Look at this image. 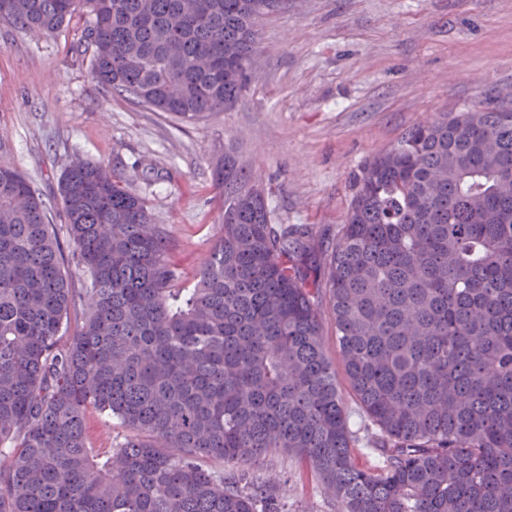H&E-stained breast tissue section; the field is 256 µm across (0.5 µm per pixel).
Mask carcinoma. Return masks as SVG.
<instances>
[{"instance_id":"obj_1","label":"carcinoma","mask_w":512,"mask_h":512,"mask_svg":"<svg viewBox=\"0 0 512 512\" xmlns=\"http://www.w3.org/2000/svg\"><path fill=\"white\" fill-rule=\"evenodd\" d=\"M7 2L1 23L45 34L85 9L101 85L196 120L241 102L274 0ZM214 178L222 230L185 289L146 201L100 163L68 166L76 288L39 192L0 162V512H290L244 468L272 450L339 512H512V107L409 128L361 168L325 252L272 223L233 155ZM90 409L127 430L103 463ZM361 441L381 466L355 463ZM327 301H328V297H326L323 300V306H322V312H323V317H324V336H325V340H326L327 354L333 361H336V369L338 372L340 392L342 394L343 399L346 401V403L349 404V408L352 411L351 419H350L351 426L353 429H356L358 426L359 417H358L357 413L355 412L356 406L352 402V393L350 392L348 384L343 377L342 369H341L340 365H338V362H337L338 356H337V352H336L335 328H334L333 322L330 319L329 314H328Z\"/></svg>"}]
</instances>
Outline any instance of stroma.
<instances>
[{
  "label": "stroma",
  "mask_w": 512,
  "mask_h": 512,
  "mask_svg": "<svg viewBox=\"0 0 512 512\" xmlns=\"http://www.w3.org/2000/svg\"><path fill=\"white\" fill-rule=\"evenodd\" d=\"M87 20L76 12L51 35L0 24V162L31 180L57 225L64 169L103 164L168 228L184 288L221 229L212 169L224 151L265 187L274 223L309 225L323 250L363 165L408 128L489 97L512 104V0H288L260 22L242 101L194 121L105 93L77 52ZM86 430L101 461L125 436L95 410ZM257 472L291 512H338L294 457Z\"/></svg>",
  "instance_id": "35a3bbf8"
}]
</instances>
